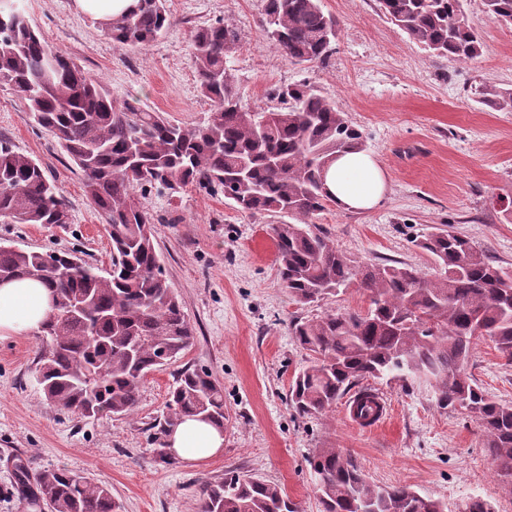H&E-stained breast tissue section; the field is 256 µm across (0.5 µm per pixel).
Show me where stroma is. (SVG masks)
Listing matches in <instances>:
<instances>
[{"mask_svg": "<svg viewBox=\"0 0 512 512\" xmlns=\"http://www.w3.org/2000/svg\"><path fill=\"white\" fill-rule=\"evenodd\" d=\"M35 30L48 37L113 99L137 100L183 127L207 119L189 37L224 20L238 32L226 59L243 103L278 107L274 88L307 82L335 102L364 135V150L386 172L382 204L366 212L328 206L310 223L360 265L395 261L427 278L439 266L416 239L442 229L473 241L497 264L512 267V111L482 104L486 86L512 88V26L493 21L485 0H463L482 37L476 60L434 56L392 22L379 0H322L341 29L323 62L297 64L274 49L262 26L264 0H166L172 26L146 52L118 47L75 0H21ZM0 141L56 177L71 206L67 228L0 224V245L44 252L68 248L106 270L109 228L84 191V177L46 130L30 123L23 102L0 87ZM141 206L155 218L154 243L165 275L195 330L193 345L172 365L149 372L132 416L86 419L46 400L36 380V334L0 339V512H51L14 488L15 462L31 476L68 469L107 487L118 512H198L199 485L225 469L255 474L284 490L298 512H321L308 459L338 448L382 486H408L465 512L474 499L491 512H512V490L496 475L477 419L440 408L429 383L373 380L388 402L385 421L355 425L346 399L327 413L299 415L289 387L307 356L292 322L326 313L364 312L366 291L353 283L314 305L294 301L279 283L271 227L285 213L244 212L223 193L188 186L151 191ZM208 370L224 390V451L187 464L161 453L152 426L178 371ZM467 371L495 399L512 404V362L490 337L475 340Z\"/></svg>", "mask_w": 512, "mask_h": 512, "instance_id": "obj_1", "label": "stroma"}]
</instances>
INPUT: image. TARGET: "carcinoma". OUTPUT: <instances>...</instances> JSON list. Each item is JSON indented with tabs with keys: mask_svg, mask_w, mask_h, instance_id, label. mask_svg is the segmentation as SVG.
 Wrapping results in <instances>:
<instances>
[{
	"mask_svg": "<svg viewBox=\"0 0 512 512\" xmlns=\"http://www.w3.org/2000/svg\"><path fill=\"white\" fill-rule=\"evenodd\" d=\"M166 0H137L100 23L118 46L143 50L171 25ZM385 15L416 43L450 62L482 55L462 0H379ZM489 16L512 24V0H486ZM264 28L288 60L325 61L338 23L321 0H266ZM235 29L214 22L194 29L192 61L207 119L174 125L133 100L112 99L104 83L60 53L29 23L19 0H0V85L27 108V117L57 139L83 172L87 198L112 238V272L100 275L72 251L28 252L0 246V279H33L50 290L54 311L39 333L37 382L63 409L96 419L135 412L144 376L181 356L194 340L183 306L165 277L137 193L174 194L188 185L224 192L244 211L287 213L294 222L272 228L282 285L309 305L354 279L369 292L365 313H329L292 324L309 360L293 377L290 397L301 415L328 412L368 378L423 379L443 408L466 410L482 425L486 452L512 487V404L501 403L466 372L473 340L493 339L512 362V270L468 239L442 231L416 246L441 267L428 279L405 265L352 264L309 219L331 198L323 177L341 153L363 148V133L328 97L305 83L280 86L282 107L256 111L240 103L226 69ZM482 102L512 110V89L483 88ZM0 222L71 223V207L55 180L29 156L0 144ZM158 432L184 416L224 426V391L208 371L175 377ZM322 512H443L435 499L406 486H378L335 448L308 458ZM35 498L54 512H117L108 488L65 469L37 478ZM200 512H296L281 488L236 469L206 481Z\"/></svg>",
	"mask_w": 512,
	"mask_h": 512,
	"instance_id": "carcinoma-1",
	"label": "carcinoma"
}]
</instances>
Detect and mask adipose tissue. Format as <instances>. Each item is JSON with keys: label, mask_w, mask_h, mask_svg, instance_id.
<instances>
[{"label": "adipose tissue", "mask_w": 512, "mask_h": 512, "mask_svg": "<svg viewBox=\"0 0 512 512\" xmlns=\"http://www.w3.org/2000/svg\"><path fill=\"white\" fill-rule=\"evenodd\" d=\"M324 183L337 207L346 211L377 208L387 192L383 169L363 150L336 157ZM51 312V294L39 282L20 279L0 285V338L37 331ZM167 446L180 461L195 464L223 451L224 431L207 420L187 417L171 429Z\"/></svg>", "instance_id": "obj_1"}]
</instances>
